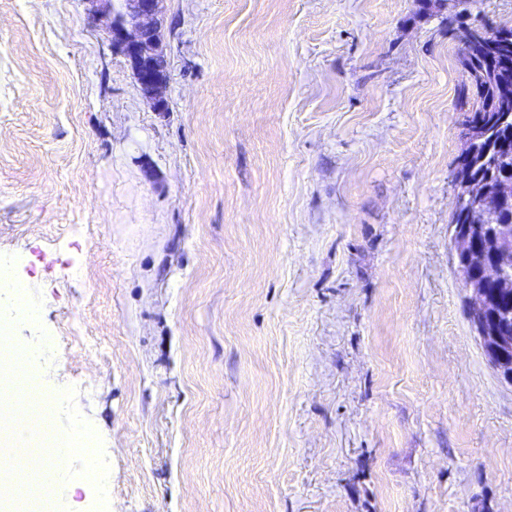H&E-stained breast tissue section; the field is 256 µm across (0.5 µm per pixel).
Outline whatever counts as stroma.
<instances>
[{
  "mask_svg": "<svg viewBox=\"0 0 512 512\" xmlns=\"http://www.w3.org/2000/svg\"><path fill=\"white\" fill-rule=\"evenodd\" d=\"M154 111L84 0H0V292L58 433L0 512H512V386L453 263L467 76L512 0H164Z\"/></svg>",
  "mask_w": 512,
  "mask_h": 512,
  "instance_id": "35a3bbf8",
  "label": "stroma"
}]
</instances>
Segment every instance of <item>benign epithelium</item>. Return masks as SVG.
Returning <instances> with one entry per match:
<instances>
[{
    "label": "benign epithelium",
    "instance_id": "7a95c632",
    "mask_svg": "<svg viewBox=\"0 0 512 512\" xmlns=\"http://www.w3.org/2000/svg\"><path fill=\"white\" fill-rule=\"evenodd\" d=\"M92 23L101 28L130 64L141 93L158 111L167 109V61L161 43L162 0H83ZM477 125L467 136L469 157L486 140ZM454 211L486 206L512 207V179L491 188L467 177L454 181ZM453 261L471 291L470 320L485 357L501 381L512 386V225H453Z\"/></svg>",
    "mask_w": 512,
    "mask_h": 512
}]
</instances>
